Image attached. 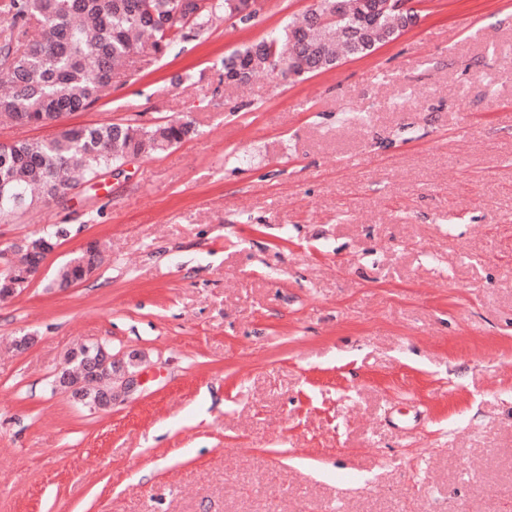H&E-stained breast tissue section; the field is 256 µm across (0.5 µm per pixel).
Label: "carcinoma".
Listing matches in <instances>:
<instances>
[{"instance_id": "cac0c4a2", "label": "carcinoma", "mask_w": 512, "mask_h": 512, "mask_svg": "<svg viewBox=\"0 0 512 512\" xmlns=\"http://www.w3.org/2000/svg\"><path fill=\"white\" fill-rule=\"evenodd\" d=\"M249 0H0V112L19 127L91 109L112 89V73L134 57L147 63L189 31L224 15L256 19ZM383 0H318L300 23H290L221 61L225 77L248 83L265 69L301 77L364 57L397 39L411 24L403 13L382 12ZM194 134L192 122L144 127L121 123L74 125L47 140L0 145V222L91 183L129 157L164 152ZM83 276L61 266L49 288Z\"/></svg>"}]
</instances>
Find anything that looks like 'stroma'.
I'll list each match as a JSON object with an SVG mask.
<instances>
[{
	"label": "stroma",
	"instance_id": "stroma-1",
	"mask_svg": "<svg viewBox=\"0 0 512 512\" xmlns=\"http://www.w3.org/2000/svg\"><path fill=\"white\" fill-rule=\"evenodd\" d=\"M313 0L214 18L62 125L187 119L0 223L70 233L0 300V512H512V0H417L372 54L221 81ZM91 239L93 275L46 277ZM32 345L17 350V337ZM102 342L143 384L52 388Z\"/></svg>",
	"mask_w": 512,
	"mask_h": 512
}]
</instances>
